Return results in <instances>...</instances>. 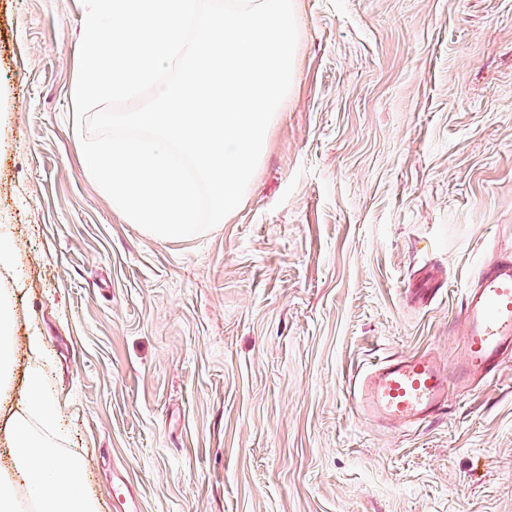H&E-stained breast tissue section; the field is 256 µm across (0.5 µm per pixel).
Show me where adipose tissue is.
<instances>
[{"label":"adipose tissue","mask_w":512,"mask_h":512,"mask_svg":"<svg viewBox=\"0 0 512 512\" xmlns=\"http://www.w3.org/2000/svg\"><path fill=\"white\" fill-rule=\"evenodd\" d=\"M31 417L47 428L58 421L37 366L27 376L25 414L13 425L14 470L0 474V512H25L28 502L37 504L38 512H95L81 459L62 456L54 444L35 435L27 424Z\"/></svg>","instance_id":"adipose-tissue-1"}]
</instances>
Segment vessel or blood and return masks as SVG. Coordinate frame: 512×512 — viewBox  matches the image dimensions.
Segmentation results:
<instances>
[{
    "instance_id": "1",
    "label": "vessel or blood",
    "mask_w": 512,
    "mask_h": 512,
    "mask_svg": "<svg viewBox=\"0 0 512 512\" xmlns=\"http://www.w3.org/2000/svg\"><path fill=\"white\" fill-rule=\"evenodd\" d=\"M462 375L494 374L512 351V250L499 252L464 297ZM449 377L439 359L418 353L389 361L354 382L361 410L383 423L445 413Z\"/></svg>"
}]
</instances>
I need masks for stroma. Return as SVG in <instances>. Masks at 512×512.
<instances>
[{
	"label": "stroma",
	"mask_w": 512,
	"mask_h": 512,
	"mask_svg": "<svg viewBox=\"0 0 512 512\" xmlns=\"http://www.w3.org/2000/svg\"><path fill=\"white\" fill-rule=\"evenodd\" d=\"M288 102L240 209L161 242L84 168L81 0H0V267L25 378L97 512H512V354L389 426L372 364L462 358L468 281L512 247V0H295Z\"/></svg>",
	"instance_id": "stroma-1"
}]
</instances>
